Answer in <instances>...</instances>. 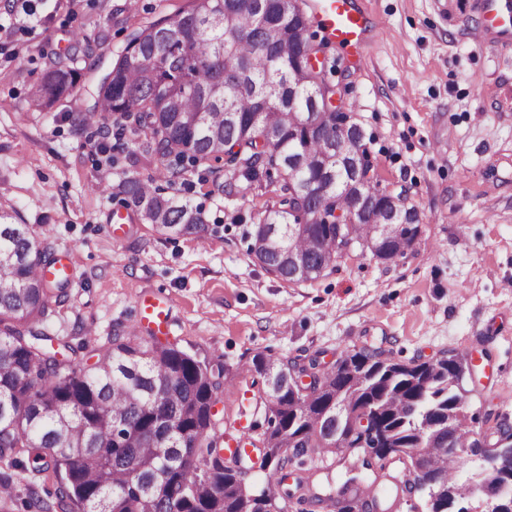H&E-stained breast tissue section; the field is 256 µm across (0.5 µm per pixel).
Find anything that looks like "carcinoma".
Wrapping results in <instances>:
<instances>
[{
  "label": "carcinoma",
  "mask_w": 512,
  "mask_h": 512,
  "mask_svg": "<svg viewBox=\"0 0 512 512\" xmlns=\"http://www.w3.org/2000/svg\"><path fill=\"white\" fill-rule=\"evenodd\" d=\"M312 27L308 12H288L285 0H195L191 10L133 34L98 85L97 107L72 114V123L81 129L113 114L117 138L130 137L141 152L133 163H163L156 178L126 172L117 185L126 204L158 229L198 237L209 231L201 210L165 194L154 185L158 178L173 186L200 166L249 183L275 173L279 201L243 230L250 241L265 230L279 239L280 252L255 254L269 270L299 281L286 259L297 255L314 279L351 241L393 261L417 239V216L401 228V240L384 242L379 185L365 188L375 202L369 217L351 225L335 216L350 208L348 196L320 193L322 184L349 177L336 167V148L356 146L365 155L368 149L354 132L336 143V124L347 115L327 110L336 89L322 70L309 72L305 86L294 83L309 54L324 46L314 44ZM75 76L67 64L49 68L32 87L31 106L47 112L70 97ZM259 112L274 114V132L257 123ZM307 112L321 114L311 133ZM310 210L325 220L301 223ZM56 262L29 225L0 213V460L23 473L51 467L60 473L50 512H241L246 496L254 497L253 512H265L274 494L252 491L220 455L212 407L231 374L226 363L133 329L113 336L93 366L62 358L71 346L61 340L54 349L43 323L51 299L65 302L69 282L37 274ZM461 365L445 357L435 370L354 349L336 361V370L319 375L330 391L310 404L293 383L296 362L257 354L248 371L263 380L264 437L276 447L331 449L345 433L327 410L337 396L353 411L377 409L392 444L422 450L430 470L464 500L470 485L458 481V472L479 440L467 430L445 435L447 445L422 436L424 427L458 411L453 379Z\"/></svg>",
  "instance_id": "carcinoma-1"
}]
</instances>
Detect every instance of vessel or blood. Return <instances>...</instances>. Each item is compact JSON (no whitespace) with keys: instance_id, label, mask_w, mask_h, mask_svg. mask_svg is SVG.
<instances>
[{"instance_id":"1","label":"vessel or blood","mask_w":512,"mask_h":512,"mask_svg":"<svg viewBox=\"0 0 512 512\" xmlns=\"http://www.w3.org/2000/svg\"><path fill=\"white\" fill-rule=\"evenodd\" d=\"M314 23L323 38L342 45L349 58L358 60L372 23L354 0H314ZM477 45L494 40L512 44V0H484L482 21L473 34ZM168 323L163 302H145L138 309L137 326L154 333Z\"/></svg>"}]
</instances>
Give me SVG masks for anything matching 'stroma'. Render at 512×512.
<instances>
[{
  "label": "stroma",
  "instance_id": "35a3bbf8",
  "mask_svg": "<svg viewBox=\"0 0 512 512\" xmlns=\"http://www.w3.org/2000/svg\"><path fill=\"white\" fill-rule=\"evenodd\" d=\"M193 0H0V209L30 225L56 255L80 264L66 302L46 322L54 336L84 342V363L114 332L133 326L138 307L163 300L161 334L237 373L217 394L214 421L225 442L264 429L260 379L243 366L255 355L317 359L327 366L350 350L371 348L409 363L451 355L479 361L464 379L471 430L495 442L512 425V48L477 46L476 0H360L374 37L362 65L325 48V78L365 134L376 182L404 193L421 214L405 257L382 262L352 249L316 279L290 283L247 251L241 234L274 204L279 182L247 183L188 173L172 192L218 226L201 238L158 231L127 208L110 221L113 194L135 146L94 126L75 129L69 115L91 110L96 88L133 32ZM107 16L108 47L95 70L77 61V93L46 112L25 100L55 57L76 53L73 32ZM365 454L307 455L288 469L286 486L252 469L254 490L292 493L285 512H325L314 494L336 492ZM404 463L363 471L377 483L383 512H428L422 492H395ZM54 472L34 483L0 463L11 497L0 512H25Z\"/></svg>",
  "mask_w": 512,
  "mask_h": 512
}]
</instances>
